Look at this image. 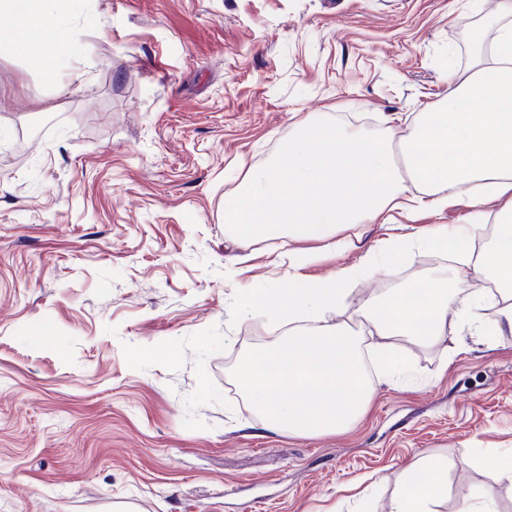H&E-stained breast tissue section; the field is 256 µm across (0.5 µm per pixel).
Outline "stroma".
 <instances>
[{
  "label": "stroma",
  "instance_id": "obj_1",
  "mask_svg": "<svg viewBox=\"0 0 512 512\" xmlns=\"http://www.w3.org/2000/svg\"><path fill=\"white\" fill-rule=\"evenodd\" d=\"M497 0H72L56 83L0 59V512H390L405 465L447 464L434 512H512V334L402 345L347 433L265 429L235 377L276 331L268 242L224 203L311 112L399 143L492 42ZM86 71L83 82L72 75ZM305 242L311 278L365 262ZM413 251L397 284L442 275Z\"/></svg>",
  "mask_w": 512,
  "mask_h": 512
}]
</instances>
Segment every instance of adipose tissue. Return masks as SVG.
I'll use <instances>...</instances> for the list:
<instances>
[{"label": "adipose tissue", "mask_w": 512, "mask_h": 512, "mask_svg": "<svg viewBox=\"0 0 512 512\" xmlns=\"http://www.w3.org/2000/svg\"><path fill=\"white\" fill-rule=\"evenodd\" d=\"M70 14V0H0V15L9 19L0 28V57H22L29 69L55 80L73 49ZM496 14L505 23L492 46H479L467 74L449 80L441 108L416 121L399 147L311 114L275 165L225 205L228 230L243 240L281 242L280 259L289 271L284 300L249 297L243 304L250 315L288 327L287 337L261 360L246 358L238 374L240 389L270 432L316 437L353 427L375 393L362 370L364 336L375 338L379 359L391 366L403 342L427 346L451 329L487 342L512 333V0H498ZM460 205L468 208L469 223L414 226L369 249L363 266L319 278L298 274L316 258L304 242L341 253L353 247L349 230L355 225L386 224L397 214L410 220L423 210ZM490 219L498 226L492 247L471 256ZM427 244L453 251L458 267L425 283L422 302L408 303L402 288L366 300L357 326L331 321L347 302L348 282L390 279L402 248ZM461 268L493 276L494 320H486L482 299L465 297ZM404 474L392 512H431L447 481L442 463L424 457Z\"/></svg>", "instance_id": "ef3b65f1"}]
</instances>
